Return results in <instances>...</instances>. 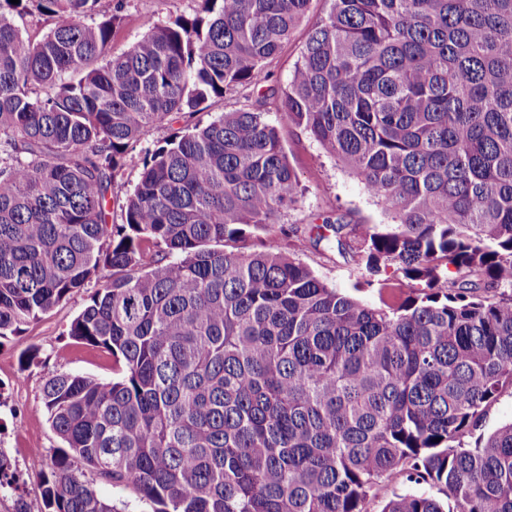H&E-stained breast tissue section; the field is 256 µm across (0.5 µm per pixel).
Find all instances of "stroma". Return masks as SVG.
<instances>
[{"label":"stroma","mask_w":512,"mask_h":512,"mask_svg":"<svg viewBox=\"0 0 512 512\" xmlns=\"http://www.w3.org/2000/svg\"><path fill=\"white\" fill-rule=\"evenodd\" d=\"M124 23L112 40L113 56H121L140 40L149 24H163L177 15L191 14L193 0H112ZM327 0H314L308 22L296 30L292 41L268 65L267 85L273 88L265 110L278 127L285 152L305 193L282 223L298 228L321 223L323 217L341 214L370 224L387 223L383 208L369 198L359 181L337 166L303 130L291 126L280 109L279 90L284 89L303 48L311 22L324 16ZM98 287L90 282L83 291L62 301L39 320L28 324L22 335L0 338V450L12 462L15 483L0 492V512H43L41 487L37 480L47 468L62 442L52 430L45 411L42 388L59 373H71L108 381L113 377L112 356L107 351L72 339L67 334L72 320L82 311ZM35 356H28V348Z\"/></svg>","instance_id":"stroma-1"}]
</instances>
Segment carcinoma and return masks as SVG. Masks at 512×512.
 <instances>
[{
  "instance_id": "obj_1",
  "label": "carcinoma",
  "mask_w": 512,
  "mask_h": 512,
  "mask_svg": "<svg viewBox=\"0 0 512 512\" xmlns=\"http://www.w3.org/2000/svg\"><path fill=\"white\" fill-rule=\"evenodd\" d=\"M196 2L114 58L102 0H0V337L96 278L68 335L116 371L43 386L46 512H116L89 471L152 512H368L393 475L437 494L381 512H512V421L474 437L512 389V0H331L281 92L391 219L298 244L380 306L282 250L264 98L194 120L261 91L313 0ZM256 99V94H252L250 90L242 91L240 94L233 97H224L223 100L216 103L209 112L199 114L195 120H201L202 123H207L224 112H235L245 105L251 104ZM328 255L331 259L324 262L313 248L298 252V257L329 284L336 285L337 287L347 286V265L344 263V259L338 255L336 256V251Z\"/></svg>"
}]
</instances>
